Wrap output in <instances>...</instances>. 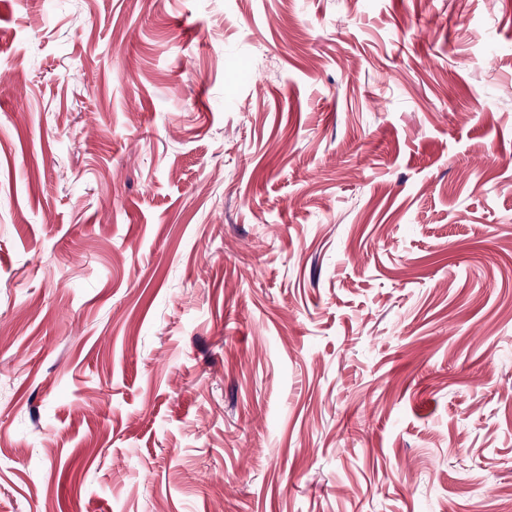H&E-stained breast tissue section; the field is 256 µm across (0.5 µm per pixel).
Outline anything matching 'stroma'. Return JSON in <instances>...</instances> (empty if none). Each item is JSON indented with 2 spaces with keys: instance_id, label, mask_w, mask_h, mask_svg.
Wrapping results in <instances>:
<instances>
[{
  "instance_id": "stroma-1",
  "label": "stroma",
  "mask_w": 512,
  "mask_h": 512,
  "mask_svg": "<svg viewBox=\"0 0 512 512\" xmlns=\"http://www.w3.org/2000/svg\"><path fill=\"white\" fill-rule=\"evenodd\" d=\"M512 0H0V512H506Z\"/></svg>"
}]
</instances>
